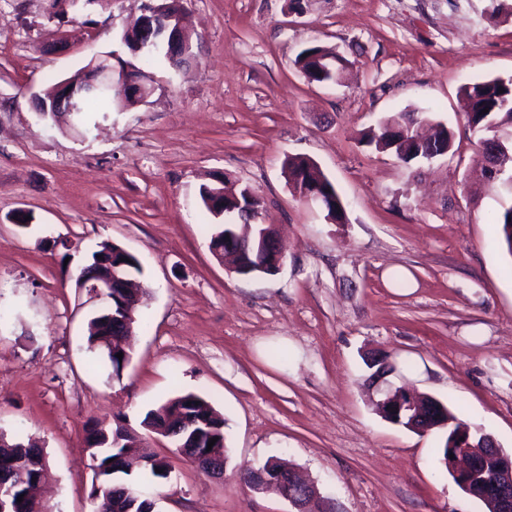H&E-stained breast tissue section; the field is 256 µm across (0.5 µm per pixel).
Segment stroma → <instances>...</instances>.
<instances>
[{
	"label": "stroma",
	"instance_id": "obj_1",
	"mask_svg": "<svg viewBox=\"0 0 512 512\" xmlns=\"http://www.w3.org/2000/svg\"><path fill=\"white\" fill-rule=\"evenodd\" d=\"M489 5L185 0L188 66L153 67L155 92L124 111L43 121L33 94L92 56L144 67L121 41L141 0H0V431L43 444L51 512L93 510L96 421L168 457L167 478L129 477L158 512H289L240 481L273 455L337 512H485L441 463V431L376 411L368 362L388 356V384L512 450V256L492 223L512 191L485 181L461 92L512 79V14ZM317 46L343 58L345 84L307 81L296 60ZM400 112L448 127V154L406 164L368 144ZM289 156L318 164L347 223L294 193ZM226 177L279 231L277 274L240 275L211 254L199 191ZM107 239L139 259L146 289L118 376L86 350L97 305L74 286ZM189 392L224 416L223 478L143 423Z\"/></svg>",
	"mask_w": 512,
	"mask_h": 512
}]
</instances>
